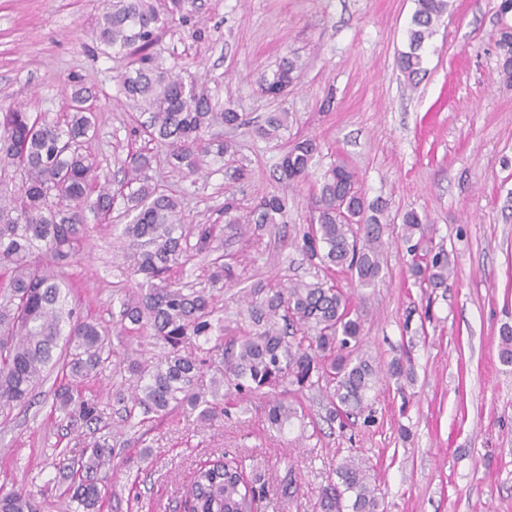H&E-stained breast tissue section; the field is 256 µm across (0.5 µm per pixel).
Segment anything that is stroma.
I'll list each match as a JSON object with an SVG mask.
<instances>
[{"mask_svg":"<svg viewBox=\"0 0 512 512\" xmlns=\"http://www.w3.org/2000/svg\"><path fill=\"white\" fill-rule=\"evenodd\" d=\"M500 0H451L429 40L424 70L408 81L398 66L414 0H191L186 19L169 21L157 46L165 67L201 76L216 110L233 105L244 124L215 126L235 154L209 156L185 176L158 162L148 175L181 202L186 224H218L219 252L236 255L234 275L213 290L214 334L244 324V295L256 282L312 280L303 248L311 191L288 192L282 224L224 226L225 198L242 210L280 191L278 164L289 142L312 137L322 170L336 159L355 169L367 202L386 205L383 277L356 306L368 356H410L413 380L383 376L366 412L346 425L326 420L323 393L297 394L302 417L272 431L261 397L227 390L225 414L209 424L175 412L127 415L108 368L82 388L102 428L56 407L53 374L30 406L0 414V489L28 486L41 512H68L55 481L60 451L108 446L106 495L98 512H179L185 485L204 461L239 456L262 489L260 512H312L342 458L370 459L384 512H512V366L498 357L499 332L512 326V82L498 73L495 41L512 15ZM102 0H0V107L25 106L63 120L73 86L86 89L96 117L87 151L113 180L139 109L120 91L131 65L103 52L95 33ZM287 57L303 64L278 99L260 87ZM271 112L288 113L282 141L259 137ZM426 216L424 233L447 252L454 276L421 288L408 272L401 239L408 210ZM127 218L115 204L108 223L90 225L70 263L69 303L81 317L115 325L125 292L141 276L127 270L118 235ZM249 248H242L243 238Z\"/></svg>","mask_w":512,"mask_h":512,"instance_id":"1","label":"stroma"}]
</instances>
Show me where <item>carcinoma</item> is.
Wrapping results in <instances>:
<instances>
[{
	"label": "carcinoma",
	"instance_id": "carcinoma-1",
	"mask_svg": "<svg viewBox=\"0 0 512 512\" xmlns=\"http://www.w3.org/2000/svg\"><path fill=\"white\" fill-rule=\"evenodd\" d=\"M187 0H110L97 22L98 40L105 49L137 56V66L121 80V91L147 120L133 132L144 131L148 142L163 147L173 167L194 175L204 157L234 151L233 143L206 138L220 121L233 128L241 116L232 107L213 111L208 90L197 75H172L152 49L170 17L185 14ZM408 31V50L398 58L409 80L422 71V49L448 10V0H415ZM500 75L512 80V27L497 40ZM302 64L284 60L261 90L280 97L299 78ZM81 91L72 94L71 112L63 122L32 116L20 106L0 112V165L13 168L17 191L0 202V410L23 407L46 371L59 366L73 380L86 379L111 363L106 351L109 329L76 316L70 308L72 288L67 272L87 224H103L120 197L132 214L122 235L129 239V268L144 278L139 292L122 303V318L139 329L148 328L166 352L155 363L130 364L136 376L132 401L144 410L168 414L198 412L203 422L224 415V399L212 400L196 391L201 366L223 369L214 384H228L240 393L274 396L266 417L278 431L299 418L286 400L293 390L317 388L327 393L330 420L348 418L364 408L374 388L378 366L362 352V324L351 294L330 274L340 269L362 288L378 280L382 265L379 215L383 207L368 204L356 172L344 161L324 172L312 170L320 145L313 138L289 144L279 165L278 180L288 188L313 183L314 223L304 235L310 260H318L315 280L286 288L257 284L247 303L249 329L224 346L212 336L213 298L205 288H188L176 280L177 270L211 251L215 225L200 224L196 242L181 224V202L151 182L147 171L155 154L142 147L122 161L126 180L112 191V179L84 151L95 130V117L84 107ZM288 113L273 112L257 133L281 139ZM288 212V197L277 192L261 196L249 211L256 224H278ZM402 239L412 255L415 282L443 285L452 275L441 253H418L411 244L421 230L415 211L403 217ZM208 282L215 288L232 277L233 265L219 255L208 265ZM203 339L205 357L182 354L190 338ZM499 359L512 364V328L499 336ZM56 404L67 414L100 421L93 403L74 396L64 385ZM107 465L104 447L83 448L76 457L55 464L68 484L70 500L91 512L99 502V474ZM315 504V512H380L373 466L359 456L344 458ZM34 493L25 485L0 494V512H34ZM184 504L191 512H255L256 487L247 481L243 459L219 456L193 473Z\"/></svg>",
	"mask_w": 512,
	"mask_h": 512
}]
</instances>
